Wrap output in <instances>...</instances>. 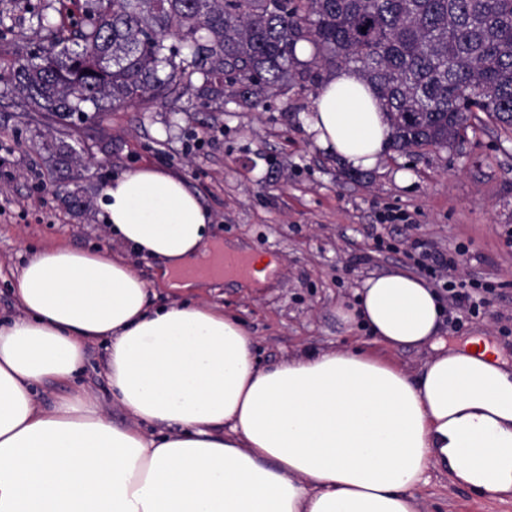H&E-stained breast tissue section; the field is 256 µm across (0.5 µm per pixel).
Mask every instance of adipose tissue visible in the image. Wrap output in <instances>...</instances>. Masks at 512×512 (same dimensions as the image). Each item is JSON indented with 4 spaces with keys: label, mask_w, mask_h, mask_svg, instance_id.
Returning <instances> with one entry per match:
<instances>
[{
    "label": "adipose tissue",
    "mask_w": 512,
    "mask_h": 512,
    "mask_svg": "<svg viewBox=\"0 0 512 512\" xmlns=\"http://www.w3.org/2000/svg\"><path fill=\"white\" fill-rule=\"evenodd\" d=\"M305 127L352 168L375 166L391 129L355 68L321 86ZM117 250H31L0 325V512H416L436 469L478 499L512 497V370L486 342L437 339L443 306L402 271L357 289L346 323L386 349L431 347L419 379L360 347L299 351L263 369L254 339L205 281L181 272L221 241L185 180L150 164L103 186ZM158 261L174 296L153 306L121 254ZM105 343L114 425L77 384L88 345ZM69 391L51 410L37 391Z\"/></svg>",
    "instance_id": "ef3b65f1"
}]
</instances>
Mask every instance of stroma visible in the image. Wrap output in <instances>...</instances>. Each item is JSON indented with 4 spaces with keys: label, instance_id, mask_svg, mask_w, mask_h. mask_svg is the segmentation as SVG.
Returning a JSON list of instances; mask_svg holds the SVG:
<instances>
[{
    "label": "stroma",
    "instance_id": "stroma-1",
    "mask_svg": "<svg viewBox=\"0 0 512 512\" xmlns=\"http://www.w3.org/2000/svg\"><path fill=\"white\" fill-rule=\"evenodd\" d=\"M54 0H0V65L39 48L37 8ZM319 87L296 78L254 109L188 104L174 114L151 105L117 109L73 129L87 169L75 186L91 200L73 208L54 190L52 162L39 150L59 136L0 85V319L15 316L12 286L28 248L66 242L111 248L98 200L104 181L137 164L183 177L209 209L216 234L240 239L278 264L261 288L217 283L209 299L235 314L254 338L261 367L301 349L371 346L365 329L342 323L339 306L369 277H416L415 243L453 256L459 274L489 284L479 315L443 316L450 346L481 337L512 364V135L487 117L456 148L404 155L387 150L353 170L313 143L303 117ZM103 347L90 346L79 383L99 395L115 424L130 417L107 389ZM419 512H512V498L480 501L444 470L417 493Z\"/></svg>",
    "mask_w": 512,
    "mask_h": 512
}]
</instances>
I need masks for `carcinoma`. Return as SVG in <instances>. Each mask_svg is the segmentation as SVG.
I'll return each mask as SVG.
<instances>
[{
	"label": "carcinoma",
	"mask_w": 512,
	"mask_h": 512,
	"mask_svg": "<svg viewBox=\"0 0 512 512\" xmlns=\"http://www.w3.org/2000/svg\"><path fill=\"white\" fill-rule=\"evenodd\" d=\"M366 31H361V28ZM38 54L0 67L22 106L65 126L185 96L256 106L282 83L354 67L377 90L401 154L448 150L482 112L512 131V0H85L37 16ZM314 53L297 70L296 45ZM72 135L41 145L81 178Z\"/></svg>",
	"instance_id": "carcinoma-1"
}]
</instances>
